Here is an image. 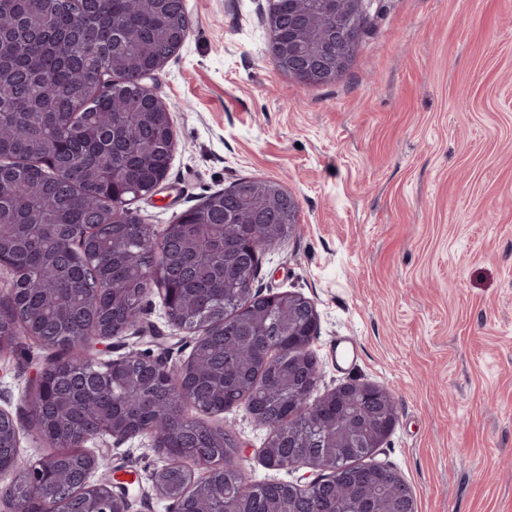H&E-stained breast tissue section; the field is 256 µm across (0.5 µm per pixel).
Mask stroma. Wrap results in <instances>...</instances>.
<instances>
[{
	"label": "stroma",
	"mask_w": 512,
	"mask_h": 512,
	"mask_svg": "<svg viewBox=\"0 0 512 512\" xmlns=\"http://www.w3.org/2000/svg\"><path fill=\"white\" fill-rule=\"evenodd\" d=\"M264 2L185 0L191 32L147 82L176 149L135 207L160 233L238 179L279 182L298 200L296 230L264 251L255 286L314 303L321 390L392 395L397 421L374 459L415 490L416 512H512V0H372L350 64L322 85L269 55ZM139 324L113 356H188L157 292ZM339 336L360 348L343 367ZM21 349L0 361V407L35 460L51 449L24 395L54 352ZM209 422L234 426L249 481L302 477L261 462L267 431L244 407ZM165 462L138 437L112 446L103 475L127 483L132 512H173L152 487Z\"/></svg>",
	"instance_id": "1"
}]
</instances>
